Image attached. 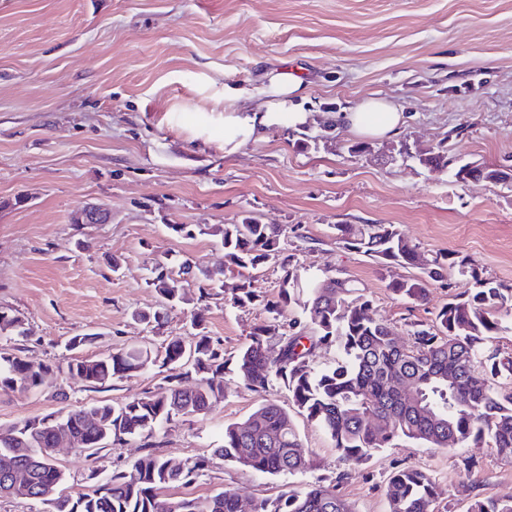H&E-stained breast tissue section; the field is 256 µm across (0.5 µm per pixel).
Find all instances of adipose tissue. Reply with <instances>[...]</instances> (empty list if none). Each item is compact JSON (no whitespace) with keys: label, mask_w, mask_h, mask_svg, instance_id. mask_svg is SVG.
<instances>
[{"label":"adipose tissue","mask_w":512,"mask_h":512,"mask_svg":"<svg viewBox=\"0 0 512 512\" xmlns=\"http://www.w3.org/2000/svg\"><path fill=\"white\" fill-rule=\"evenodd\" d=\"M305 87L300 77L285 69L267 73L260 90L263 102L249 104V91L228 86L224 89V151L238 152L250 142L265 139L267 131L281 123L297 127L308 119L303 109ZM337 121L352 134L363 138H383L397 134L405 114L385 99H367L353 111L340 112Z\"/></svg>","instance_id":"ef3b65f1"}]
</instances>
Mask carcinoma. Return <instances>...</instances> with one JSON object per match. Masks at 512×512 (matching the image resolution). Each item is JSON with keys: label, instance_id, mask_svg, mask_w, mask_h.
Masks as SVG:
<instances>
[{"label": "carcinoma", "instance_id": "obj_1", "mask_svg": "<svg viewBox=\"0 0 512 512\" xmlns=\"http://www.w3.org/2000/svg\"><path fill=\"white\" fill-rule=\"evenodd\" d=\"M427 168H446L450 160L438 146L417 156ZM495 183L512 182V169L476 165L463 177ZM336 239L347 250L367 255L382 267L412 266L419 274L396 278L387 288L395 295L420 302L429 281L457 269L474 283V292L444 304L430 324H412L404 343L393 326L371 314L370 300L353 280L338 272L318 281H304L294 255L281 247L287 229L262 224L245 216L218 229L224 245V271L260 270L269 262L281 271L278 294L272 298L250 276L231 289L237 307L260 305L266 316L254 324L249 341L234 356L235 370L250 390L262 393L279 385L307 421L331 438L348 470L336 483L307 484L274 498L252 502V512H354L336 491L350 470L370 461L381 448L406 438L428 448L448 450L467 444L512 462V354L488 346L500 329L501 311L509 298L479 268L453 254L425 257L395 224H336ZM147 284L163 302L181 301L174 288L173 270L163 261L150 269ZM209 296L201 288L191 313L193 340L173 342L164 349L162 365L169 374L157 390L134 396L120 406L93 404L66 410L47 426L25 428V422L0 427V484L18 477L25 487L17 495L45 506L44 512H240L241 499L225 490L206 497L167 494L197 482L210 466L199 456L172 466L159 454L161 426L176 418L207 415L224 398V350L204 331ZM334 346L336 363L317 369L312 351ZM275 346L281 357L271 359L265 349ZM151 361V352L130 346L95 358L67 364L69 378L105 385L127 378ZM52 365L33 363L0 348V391L30 392L40 388ZM411 386L415 395L400 391ZM61 435L82 445L92 457L112 442L140 440L147 452L127 469L77 495L59 490L64 473L50 448ZM213 455L257 474L294 477L305 473L309 459L291 416L283 407L265 401L243 422L224 428L223 444ZM470 479L466 491L480 486L479 456L462 462ZM440 496L433 477L413 467L397 468L386 479L389 512H434ZM468 512H512V497L472 496Z\"/></svg>", "mask_w": 512, "mask_h": 512}]
</instances>
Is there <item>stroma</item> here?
<instances>
[{
	"label": "stroma",
	"mask_w": 512,
	"mask_h": 512,
	"mask_svg": "<svg viewBox=\"0 0 512 512\" xmlns=\"http://www.w3.org/2000/svg\"><path fill=\"white\" fill-rule=\"evenodd\" d=\"M284 63L303 74L308 123L273 127L266 142L225 154V86H260ZM369 97L394 102L408 120L354 153L357 139L335 115ZM440 144L459 165L512 166V0H0V307L25 322L27 335L12 340L23 357L54 366L40 389L0 393V425L156 390L166 374L156 364L93 387L72 383L65 367L126 346L157 353L189 342L195 278H180L187 301L165 307L159 331L132 317L158 304L146 284L156 261L224 265L220 236H181L175 224L217 228L250 215L286 226L283 245L304 277L343 271L402 335L471 281L451 271L430 282L426 303L396 297L388 282L411 268L384 269L343 248L334 225H398L425 256L456 254L512 289V183H458L400 152ZM86 204L107 208L111 223H72ZM229 297L212 289L205 322L228 357L264 317ZM86 333L97 341L68 349ZM224 386L209 415L160 432L167 458L210 457L193 496L231 490L247 503L336 483L344 463L299 414L306 473L262 476L214 457L225 425L261 400L292 406L282 388L246 389L230 366ZM142 453L130 440L92 457L74 448L53 457L75 494ZM468 453L399 440L338 483L339 493L355 512H387V475L412 466L441 486L436 512H467L460 463Z\"/></svg>",
	"instance_id": "obj_1"
}]
</instances>
